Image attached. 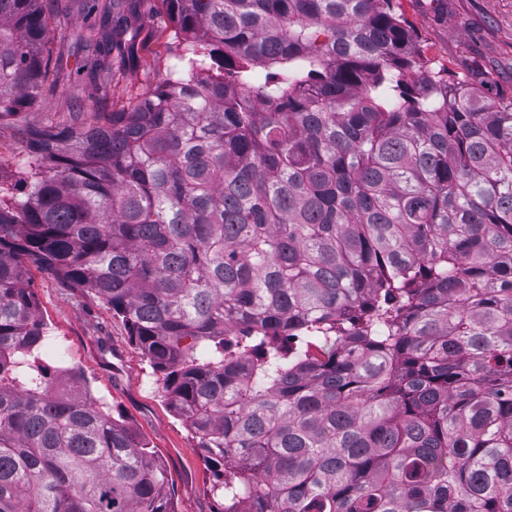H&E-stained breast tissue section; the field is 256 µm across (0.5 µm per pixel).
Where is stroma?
<instances>
[{
	"label": "stroma",
	"instance_id": "stroma-1",
	"mask_svg": "<svg viewBox=\"0 0 512 512\" xmlns=\"http://www.w3.org/2000/svg\"><path fill=\"white\" fill-rule=\"evenodd\" d=\"M415 24L421 45L438 68L452 73L477 62L494 81V91L512 93V0H397ZM180 49L170 38L162 5L143 19L137 62L127 67L120 90L103 102L87 69L69 60L84 88L85 112L117 111L145 94L180 64ZM68 96L60 92L40 100L0 126V170L14 171L22 154V129L47 117H66ZM30 287L51 335L65 348V364L90 381L95 397L109 403L157 453L175 512H213L207 493L213 473L199 457L197 442L170 407L162 377L132 344L125 324L99 300L64 286L48 273L31 269Z\"/></svg>",
	"mask_w": 512,
	"mask_h": 512
}]
</instances>
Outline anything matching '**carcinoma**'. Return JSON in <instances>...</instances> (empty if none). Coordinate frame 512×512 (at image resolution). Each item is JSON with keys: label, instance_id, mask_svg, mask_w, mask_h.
Returning a JSON list of instances; mask_svg holds the SVG:
<instances>
[{"label": "carcinoma", "instance_id": "1", "mask_svg": "<svg viewBox=\"0 0 512 512\" xmlns=\"http://www.w3.org/2000/svg\"><path fill=\"white\" fill-rule=\"evenodd\" d=\"M160 2L182 67L29 126L0 198V512H174L147 441L53 385L29 264L127 326L213 512H512V95L395 0ZM142 6L0 0V124L79 98L73 36L111 95Z\"/></svg>", "mask_w": 512, "mask_h": 512}]
</instances>
